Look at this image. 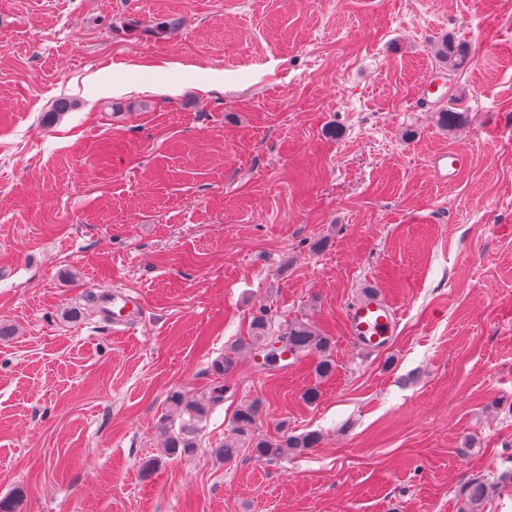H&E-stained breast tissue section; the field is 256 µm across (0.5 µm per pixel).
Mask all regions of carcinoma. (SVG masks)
<instances>
[{"mask_svg":"<svg viewBox=\"0 0 512 512\" xmlns=\"http://www.w3.org/2000/svg\"><path fill=\"white\" fill-rule=\"evenodd\" d=\"M122 28L133 36L151 35L160 38L169 33L173 26L159 22L146 25L134 18L122 21ZM438 62L450 70L462 66L469 57V49L456 45L446 38L434 48ZM272 316L270 310L261 308L251 321V336L241 344L242 348L258 351L272 338L283 340L297 355H315L314 372L317 378L327 379L336 370L331 359L330 349L333 337L322 333L314 324L306 320H295L288 324V330L277 336L271 334ZM225 387L217 385L200 398L189 400L179 391L172 392L168 398V413L160 420V427L166 435L163 452L168 456H191L198 448V436L201 424L211 410L224 401ZM260 403L251 401L243 404L234 414L230 434L224 442L212 448L214 455L229 462L239 453L246 452L252 458L263 461L302 453L317 447L321 441L319 433L314 431L299 435H287L281 439H271L256 432ZM505 485H512V470L500 473L490 481L473 478L466 482L457 495V512H482L484 504Z\"/></svg>","mask_w":512,"mask_h":512,"instance_id":"obj_1","label":"carcinoma"}]
</instances>
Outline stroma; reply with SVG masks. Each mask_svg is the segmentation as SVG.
I'll return each instance as SVG.
<instances>
[{
    "label": "stroma",
    "instance_id": "obj_1",
    "mask_svg": "<svg viewBox=\"0 0 512 512\" xmlns=\"http://www.w3.org/2000/svg\"><path fill=\"white\" fill-rule=\"evenodd\" d=\"M129 16L179 26L146 42ZM369 289L399 324L367 350ZM115 290L129 324L86 299ZM262 307L332 336L330 379L235 351ZM0 322L17 512H456L512 469V0H0ZM231 352L197 451L164 457L167 396ZM255 399L259 434L320 444L217 459ZM434 55L440 64L448 67V70H454L466 62L469 57V49L463 45H455L447 37L434 48ZM464 163L465 157L463 152L450 150L448 153H444L437 158L434 168L437 175L446 181L447 179L451 180ZM512 485V470L500 473L495 480L472 478L457 495V512H481L484 504L499 487Z\"/></svg>",
    "mask_w": 512,
    "mask_h": 512
}]
</instances>
